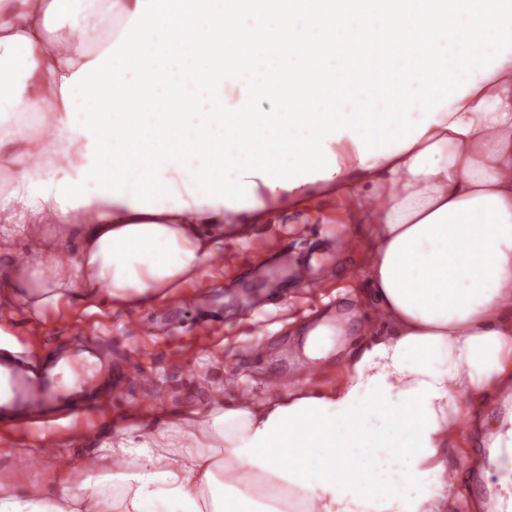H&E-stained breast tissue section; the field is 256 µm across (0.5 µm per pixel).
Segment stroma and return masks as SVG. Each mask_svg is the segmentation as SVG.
I'll return each instance as SVG.
<instances>
[{
    "label": "stroma",
    "instance_id": "35a3bbf8",
    "mask_svg": "<svg viewBox=\"0 0 512 512\" xmlns=\"http://www.w3.org/2000/svg\"><path fill=\"white\" fill-rule=\"evenodd\" d=\"M340 210L335 201L317 219L284 212L275 223L253 225L247 238L219 239L204 271L211 288L203 302L189 282L177 295L141 306L102 300L63 302L38 314L0 309L1 355L23 352L41 364L65 354L83 378L88 365L80 349L100 337L111 344L95 374L96 408L76 416L59 405L39 423L22 416L0 423V485L48 487L60 473L78 472L81 459L100 455V439L125 424L158 425L221 398L264 402L277 393L269 383L274 374L287 380L296 373L321 389L336 386L360 342L377 328L369 318V248L354 247L361 227L337 223ZM325 262L335 276L321 288H308L292 274ZM202 312L212 321L207 335L191 329ZM325 320L340 325L342 334L328 357L308 358L305 338ZM140 350L146 358L138 374L130 361ZM118 385L123 392L117 396ZM511 414L512 395L495 398L482 412V436L463 421L448 446V469L468 470L460 486L482 503L481 512H499L497 479L512 476V451L493 447L491 439L496 424ZM48 441L54 453L39 454Z\"/></svg>",
    "mask_w": 512,
    "mask_h": 512
}]
</instances>
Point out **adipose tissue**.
<instances>
[{"label": "adipose tissue", "instance_id": "1", "mask_svg": "<svg viewBox=\"0 0 512 512\" xmlns=\"http://www.w3.org/2000/svg\"><path fill=\"white\" fill-rule=\"evenodd\" d=\"M137 5L0 0V168L13 173L0 190V308L144 305L200 278L214 235L336 198L366 227L388 330L334 389L299 384L117 429L81 483L0 487V512H443L460 496L451 423L468 398L512 387V50L408 146L364 159L342 136L329 143L338 172L290 188L255 178L253 206L164 199L149 212L126 192L61 208L59 177L90 163L61 86Z\"/></svg>", "mask_w": 512, "mask_h": 512}]
</instances>
